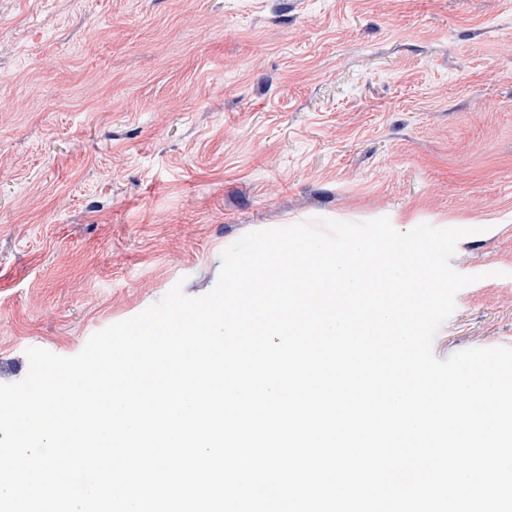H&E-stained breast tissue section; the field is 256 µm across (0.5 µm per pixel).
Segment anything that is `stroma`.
Segmentation results:
<instances>
[{
    "mask_svg": "<svg viewBox=\"0 0 512 512\" xmlns=\"http://www.w3.org/2000/svg\"><path fill=\"white\" fill-rule=\"evenodd\" d=\"M384 216L472 231L434 355L512 347V0H0V383Z\"/></svg>",
    "mask_w": 512,
    "mask_h": 512,
    "instance_id": "35a3bbf8",
    "label": "stroma"
}]
</instances>
